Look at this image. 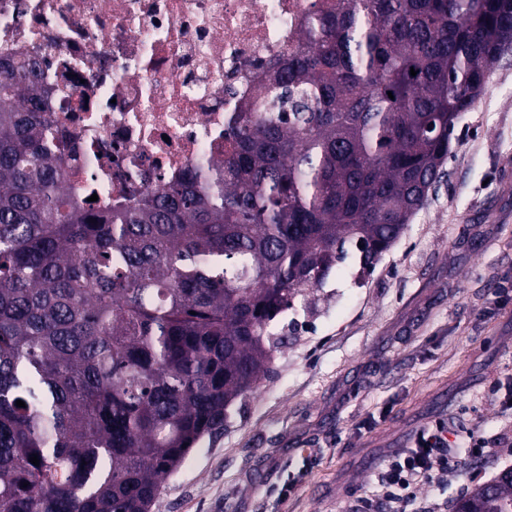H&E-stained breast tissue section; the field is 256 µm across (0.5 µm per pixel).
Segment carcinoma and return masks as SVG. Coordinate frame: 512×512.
Wrapping results in <instances>:
<instances>
[{"instance_id":"obj_1","label":"carcinoma","mask_w":512,"mask_h":512,"mask_svg":"<svg viewBox=\"0 0 512 512\" xmlns=\"http://www.w3.org/2000/svg\"><path fill=\"white\" fill-rule=\"evenodd\" d=\"M511 44L512 0H336L231 117L224 158L98 207L37 64L1 63L0 512H151L267 372L275 318L348 248L370 269L401 237ZM496 502L512 512V479Z\"/></svg>"}]
</instances>
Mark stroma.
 <instances>
[{
    "mask_svg": "<svg viewBox=\"0 0 512 512\" xmlns=\"http://www.w3.org/2000/svg\"><path fill=\"white\" fill-rule=\"evenodd\" d=\"M488 85L401 238L369 272L349 253L276 318L286 340L269 373L165 478L152 512H345L350 493L376 491L385 454L420 425L512 428V411L488 398L512 376V302L497 294L512 282V47ZM506 468L503 449L465 458L421 501L454 512Z\"/></svg>",
    "mask_w": 512,
    "mask_h": 512,
    "instance_id": "obj_1",
    "label": "stroma"
}]
</instances>
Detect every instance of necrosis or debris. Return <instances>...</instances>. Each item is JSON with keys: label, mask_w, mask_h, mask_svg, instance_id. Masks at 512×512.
<instances>
[{"label": "necrosis or debris", "mask_w": 512, "mask_h": 512, "mask_svg": "<svg viewBox=\"0 0 512 512\" xmlns=\"http://www.w3.org/2000/svg\"><path fill=\"white\" fill-rule=\"evenodd\" d=\"M330 0H0V61L36 60L52 133L99 200L220 159L238 100Z\"/></svg>", "instance_id": "obj_1"}]
</instances>
